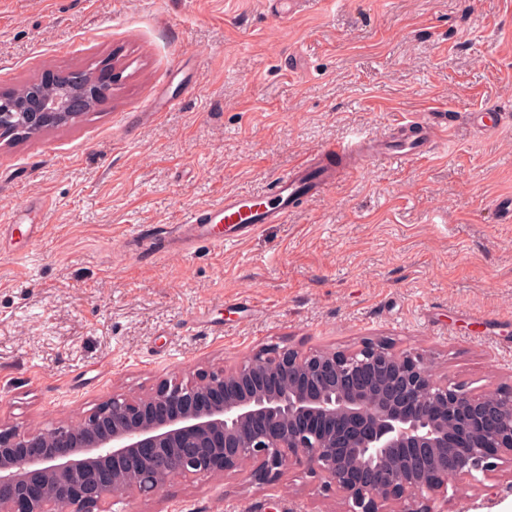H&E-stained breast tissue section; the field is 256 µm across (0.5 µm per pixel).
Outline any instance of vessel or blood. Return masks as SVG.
<instances>
[{"label": "vessel or blood", "mask_w": 512, "mask_h": 512, "mask_svg": "<svg viewBox=\"0 0 512 512\" xmlns=\"http://www.w3.org/2000/svg\"><path fill=\"white\" fill-rule=\"evenodd\" d=\"M411 125L418 128V135L383 141L382 155H423L446 144L447 115L423 116ZM335 179V169L316 167L305 160L279 177L272 190L225 194L223 202L187 211L176 224L133 225L126 240L137 244L143 258L171 241L189 248L204 240L218 246L233 244L253 235L261 225L284 223L297 198L316 196Z\"/></svg>", "instance_id": "1"}]
</instances>
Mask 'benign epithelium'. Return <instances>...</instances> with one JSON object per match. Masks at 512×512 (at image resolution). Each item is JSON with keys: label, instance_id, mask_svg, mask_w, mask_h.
Instances as JSON below:
<instances>
[{"label": "benign epithelium", "instance_id": "1", "mask_svg": "<svg viewBox=\"0 0 512 512\" xmlns=\"http://www.w3.org/2000/svg\"><path fill=\"white\" fill-rule=\"evenodd\" d=\"M109 60L0 93V140L70 124L114 86ZM459 437L448 442V427ZM304 466L344 512H447L454 483L512 472V389L472 394L429 358L383 341L270 346L238 363L112 391L76 424L21 430L0 415V512H109L111 486L144 499L169 479L247 474L273 485Z\"/></svg>", "mask_w": 512, "mask_h": 512}]
</instances>
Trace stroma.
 Instances as JSON below:
<instances>
[{
    "instance_id": "stroma-1",
    "label": "stroma",
    "mask_w": 512,
    "mask_h": 512,
    "mask_svg": "<svg viewBox=\"0 0 512 512\" xmlns=\"http://www.w3.org/2000/svg\"><path fill=\"white\" fill-rule=\"evenodd\" d=\"M94 111L0 146V415L43 427L178 372L268 346L369 340L429 355L479 394L512 385V0H322L282 19L260 0H0V89L110 56ZM177 100L162 109L165 99ZM498 106L489 133L470 115ZM435 110L446 147L361 154L281 224L232 246L139 261L135 224L259 190L321 147L399 133ZM306 468L171 480L110 512H343ZM448 512H512V473L448 492Z\"/></svg>"
}]
</instances>
